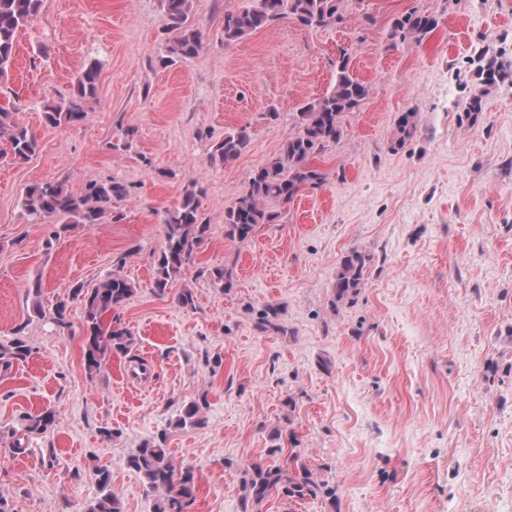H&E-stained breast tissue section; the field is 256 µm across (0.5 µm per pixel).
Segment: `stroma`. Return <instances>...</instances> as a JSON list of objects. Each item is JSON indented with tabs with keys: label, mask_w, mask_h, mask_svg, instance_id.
<instances>
[{
	"label": "stroma",
	"mask_w": 512,
	"mask_h": 512,
	"mask_svg": "<svg viewBox=\"0 0 512 512\" xmlns=\"http://www.w3.org/2000/svg\"><path fill=\"white\" fill-rule=\"evenodd\" d=\"M247 3L194 0L204 49L169 68L160 0H42L19 33L0 106L40 151L0 163V339L22 330L32 354L0 371V507L81 512L105 464L124 512H152L155 494L124 460L165 429L174 468L195 473L192 512H240L242 470L272 463L278 428L295 431L336 494L295 502L275 491L259 512H512V86L486 96L476 125L461 120L478 84L472 57L512 50V0H345L341 25L282 19L225 44V12ZM413 10L438 27L392 43L393 20ZM343 48L369 94L314 159L324 181L274 205L276 222L250 241L230 240L225 208L296 132L299 108L329 88ZM93 59L85 120L47 126L44 103ZM411 109L421 133L392 150L394 121ZM242 127L243 154L211 163L213 146ZM57 178L76 193L113 180L129 194L103 223L59 234L54 219L33 223L21 209L28 185ZM192 181L206 189L209 231L160 294L161 220ZM353 249L371 257L365 284L332 306L336 266ZM217 267L230 271V291L209 279ZM116 269L138 288L118 312L135 344L91 376L81 306L63 331L33 312L29 289L41 282L48 307ZM184 288L195 309L178 305ZM270 304L284 332L257 328ZM201 396L205 427L171 428ZM46 407L53 425L13 453L22 418Z\"/></svg>",
	"instance_id": "stroma-1"
}]
</instances>
